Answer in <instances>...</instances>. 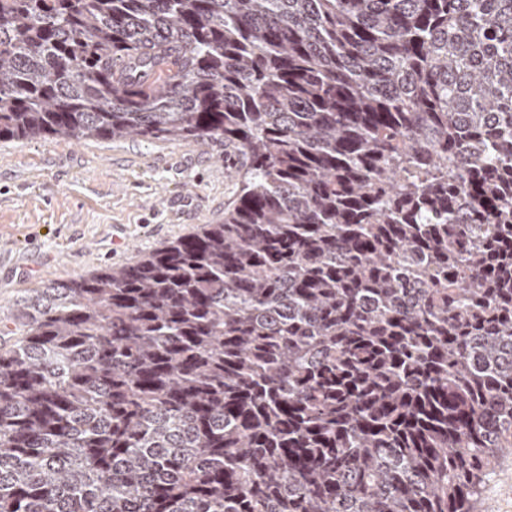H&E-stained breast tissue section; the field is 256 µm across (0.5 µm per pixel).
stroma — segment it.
<instances>
[{"mask_svg": "<svg viewBox=\"0 0 512 512\" xmlns=\"http://www.w3.org/2000/svg\"><path fill=\"white\" fill-rule=\"evenodd\" d=\"M239 156L188 138L0 140V318L25 291L135 262L220 224ZM475 512H512V451L500 453Z\"/></svg>", "mask_w": 512, "mask_h": 512, "instance_id": "35a3bbf8", "label": "stroma"}]
</instances>
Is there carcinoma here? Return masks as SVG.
Segmentation results:
<instances>
[{"mask_svg": "<svg viewBox=\"0 0 512 512\" xmlns=\"http://www.w3.org/2000/svg\"><path fill=\"white\" fill-rule=\"evenodd\" d=\"M196 138L224 223L20 296L0 512H472L512 448V0H0V139Z\"/></svg>", "mask_w": 512, "mask_h": 512, "instance_id": "carcinoma-1", "label": "carcinoma"}]
</instances>
